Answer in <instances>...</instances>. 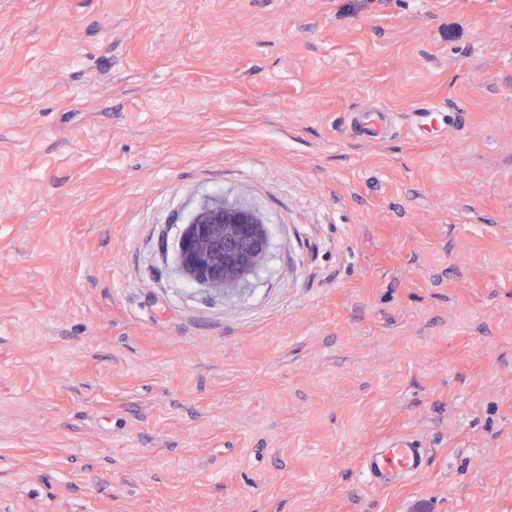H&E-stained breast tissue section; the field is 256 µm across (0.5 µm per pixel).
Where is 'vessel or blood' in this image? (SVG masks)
Returning a JSON list of instances; mask_svg holds the SVG:
<instances>
[{
    "instance_id": "b4317fda",
    "label": "vessel or blood",
    "mask_w": 512,
    "mask_h": 512,
    "mask_svg": "<svg viewBox=\"0 0 512 512\" xmlns=\"http://www.w3.org/2000/svg\"><path fill=\"white\" fill-rule=\"evenodd\" d=\"M444 112L445 108L440 104H429L404 114L376 108L356 113L352 123L357 133L376 140L389 137L401 120L406 122L411 133H419L423 126ZM432 457L430 449L414 447L406 439L395 440L384 447L369 449L363 458L361 472L368 484L378 488L410 484L428 471Z\"/></svg>"
}]
</instances>
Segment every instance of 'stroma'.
I'll return each mask as SVG.
<instances>
[{"label": "stroma", "mask_w": 512, "mask_h": 512, "mask_svg": "<svg viewBox=\"0 0 512 512\" xmlns=\"http://www.w3.org/2000/svg\"><path fill=\"white\" fill-rule=\"evenodd\" d=\"M214 202L240 288L180 270ZM89 502L512 512V0H0V512ZM444 112H448V110L441 104H428L406 113L387 112L381 108H374L370 112L356 113L352 124L357 133L368 139L376 140L389 137L397 122L404 118L412 136H415L429 121ZM265 241L266 251L264 224L253 213L224 203L210 204L198 212L181 238V269L199 284L232 287L261 261ZM432 457L429 448H416L406 439L395 440L369 449L361 472L368 484L378 488L410 484L428 471Z\"/></svg>", "instance_id": "1"}]
</instances>
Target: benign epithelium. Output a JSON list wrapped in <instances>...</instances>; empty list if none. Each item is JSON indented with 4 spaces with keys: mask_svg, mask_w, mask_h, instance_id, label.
Here are the masks:
<instances>
[{
    "mask_svg": "<svg viewBox=\"0 0 512 512\" xmlns=\"http://www.w3.org/2000/svg\"><path fill=\"white\" fill-rule=\"evenodd\" d=\"M264 225L250 211L203 207L180 241V264L191 280L212 288L239 284L263 256Z\"/></svg>",
    "mask_w": 512,
    "mask_h": 512,
    "instance_id": "obj_1",
    "label": "benign epithelium"
}]
</instances>
